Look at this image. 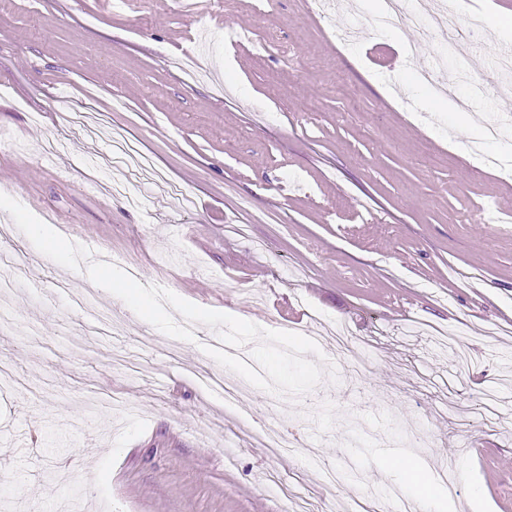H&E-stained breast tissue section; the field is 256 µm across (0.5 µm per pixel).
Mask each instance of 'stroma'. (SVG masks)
Returning <instances> with one entry per match:
<instances>
[{"mask_svg":"<svg viewBox=\"0 0 512 512\" xmlns=\"http://www.w3.org/2000/svg\"><path fill=\"white\" fill-rule=\"evenodd\" d=\"M373 8L354 0L324 20L316 0H0V193L143 284L302 326L336 370L297 401L241 381L225 411L194 375L228 374L203 351L215 330L164 335L0 211V275L14 279L0 360L17 379L0 386V512H55L83 488L89 512L104 499L118 512H295L304 499L348 512L397 489L386 445L433 475L453 462L458 512H512V178L476 163L465 132L497 121L482 149L512 159V107L472 85L494 74L484 51L364 32ZM453 12L512 46V0ZM349 22L361 31L345 47L333 31ZM228 28L241 34L230 49ZM409 50L442 62L446 97L379 61ZM118 141L163 182L113 162ZM340 324L361 338L342 354ZM484 389L498 408L475 426L461 412ZM112 394L130 410L85 412L87 396ZM259 426L289 431L296 453L253 444Z\"/></svg>","mask_w":512,"mask_h":512,"instance_id":"1","label":"stroma"}]
</instances>
